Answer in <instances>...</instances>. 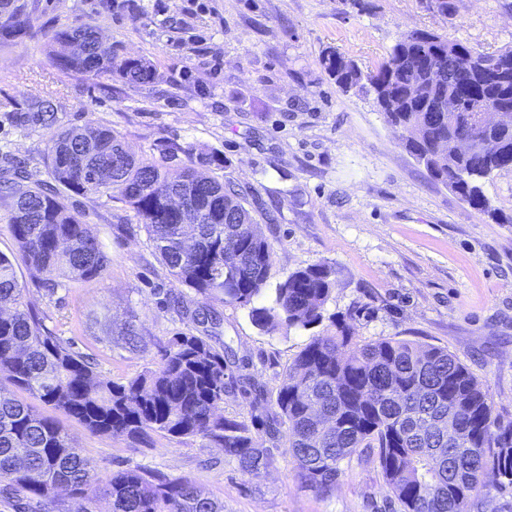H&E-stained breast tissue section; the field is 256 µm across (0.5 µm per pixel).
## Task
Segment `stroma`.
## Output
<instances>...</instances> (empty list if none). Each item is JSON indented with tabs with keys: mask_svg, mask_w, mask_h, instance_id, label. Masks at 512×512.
<instances>
[{
	"mask_svg": "<svg viewBox=\"0 0 512 512\" xmlns=\"http://www.w3.org/2000/svg\"><path fill=\"white\" fill-rule=\"evenodd\" d=\"M36 35L0 29V160L48 182L43 156L51 127L29 111L52 95L56 125L105 126L137 155L193 144L224 159L218 177L247 200L273 248L275 289L309 266L332 270L327 314L348 317L357 340L405 339L448 350L487 387L493 414L512 421V171L484 192L497 223L435 182L405 149L370 94L342 91L321 58L335 50L363 71L377 67L401 33L422 29L494 52L512 48V0H452L442 16L425 0H27ZM91 25L161 75L132 86L58 70V30ZM110 258L90 283L60 280L54 292L19 266L24 299L44 324L87 355L99 378L126 381L160 358L167 341L199 334L203 301L176 285L120 192L96 199L63 191ZM220 336L253 383L275 398L310 332H261L248 311L217 303ZM147 349L119 342L126 324ZM65 428L101 476L141 468L193 479L224 512H400L373 451L354 454L333 494L300 485L279 441L273 464L244 476L223 449L198 438L153 435L141 444Z\"/></svg>",
	"mask_w": 512,
	"mask_h": 512,
	"instance_id": "35a3bbf8",
	"label": "stroma"
}]
</instances>
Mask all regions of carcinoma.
<instances>
[{"instance_id":"carcinoma-1","label":"carcinoma","mask_w":512,"mask_h":512,"mask_svg":"<svg viewBox=\"0 0 512 512\" xmlns=\"http://www.w3.org/2000/svg\"><path fill=\"white\" fill-rule=\"evenodd\" d=\"M28 32L31 15L22 0H0V28ZM77 40L84 51L56 59L65 73L117 77L147 86L160 79L143 57L103 45L91 26L55 34ZM512 49L487 52L445 35L409 30L374 70L363 73L350 58L329 52L322 65L343 89L373 94L385 121L400 132L408 151L431 178L471 207L497 216L484 183L512 170V127L485 130L498 152L473 140L459 151L481 111L512 106V82L495 80ZM450 94L465 111L452 117L437 109ZM195 156L172 168L132 153L123 137L100 126L61 127L46 144L48 173L62 189L86 197L121 191L175 282L204 300L193 320L204 335L175 336L154 366L124 383L94 377L91 363L50 331L24 301L16 267L22 262L46 275L90 282L109 257L79 215L64 210L50 187L33 186L18 167L4 182L7 223L16 252L0 253V493L27 499L30 512H55L61 487L89 501L102 491L110 512H224V502L192 481L138 468L103 480L82 454L63 421L11 397L7 385L26 390L86 430L145 440L153 433L200 438L224 449L242 474L258 478L273 462L271 448L288 438L300 482L322 494L336 488L344 460L377 449L378 465L401 512H481L476 492L512 488V421L493 416L488 390L448 350L402 339L360 344L350 324L330 316L334 330L311 337L288 366L276 401L251 386L247 374L229 372L234 357L221 342L210 303L250 307L264 333L279 326L310 330L325 319L332 270L297 269L263 297L272 262L270 244L247 202L230 181L214 175L224 159L213 152L176 145ZM133 351L147 344L132 323L121 332ZM238 386L251 395L261 427L224 418V395Z\"/></svg>"}]
</instances>
